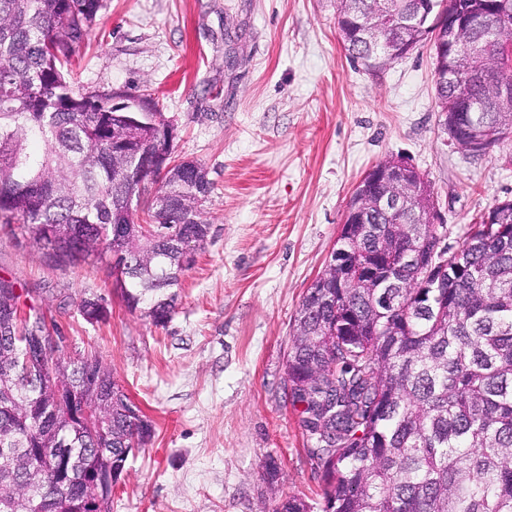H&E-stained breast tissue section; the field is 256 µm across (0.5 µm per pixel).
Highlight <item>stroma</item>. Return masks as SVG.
Masks as SVG:
<instances>
[{
	"label": "stroma",
	"instance_id": "obj_1",
	"mask_svg": "<svg viewBox=\"0 0 512 512\" xmlns=\"http://www.w3.org/2000/svg\"><path fill=\"white\" fill-rule=\"evenodd\" d=\"M81 90L152 95L212 192L207 244L171 320L128 311L106 263L49 268L0 225V278L95 349L152 421L151 441L112 488L111 512H274L315 503L301 408L286 360L307 288L325 270L362 176L401 157L432 185L447 243L512 200V138L481 159L442 126L428 45L371 73L347 57L336 0H105L72 63ZM85 298L107 321L86 322ZM279 479L268 484L266 460Z\"/></svg>",
	"mask_w": 512,
	"mask_h": 512
}]
</instances>
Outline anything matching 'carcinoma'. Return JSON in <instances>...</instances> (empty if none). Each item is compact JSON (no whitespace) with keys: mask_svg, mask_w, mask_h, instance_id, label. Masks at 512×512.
<instances>
[{"mask_svg":"<svg viewBox=\"0 0 512 512\" xmlns=\"http://www.w3.org/2000/svg\"><path fill=\"white\" fill-rule=\"evenodd\" d=\"M444 0H336L350 59L374 73L379 49L357 30L377 19L403 42L397 20L420 15L408 35L416 48L433 34ZM103 0H0V223L29 236L57 269L118 258L110 265L130 311L164 325L173 289L189 270L182 246L201 250L212 192L205 168L179 162L147 172L139 159L169 137L156 122L134 128L112 111V91L80 92L69 65L101 20ZM466 24L434 66L437 111L452 112L455 140L490 144L512 126V0H451ZM434 205L421 174L406 184ZM416 212L374 209L347 224L335 248L348 269L326 270L307 289L288 350L287 382L321 473V500L282 499L275 512H512V202L479 213L457 238ZM156 226L148 233L144 225ZM426 239L422 265L390 309L380 289L351 277L370 265L383 277L410 237ZM43 340L44 372L25 363L22 336ZM71 357L50 328L27 314L21 295L0 292V512H84L92 474L122 476L132 448L154 425L103 365Z\"/></svg>","mask_w":512,"mask_h":512,"instance_id":"1","label":"carcinoma"}]
</instances>
